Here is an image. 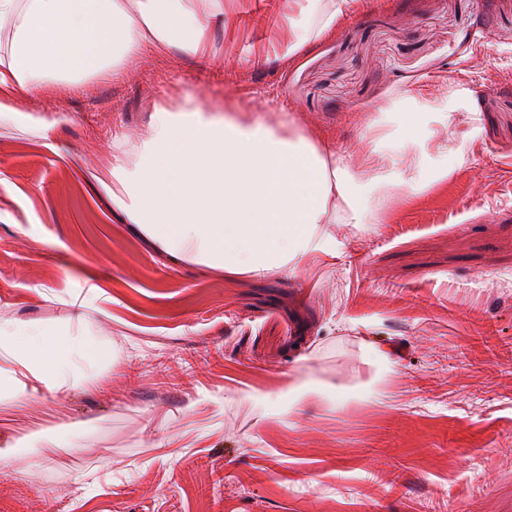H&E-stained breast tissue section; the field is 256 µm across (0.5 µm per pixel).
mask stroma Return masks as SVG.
Returning a JSON list of instances; mask_svg holds the SVG:
<instances>
[{
	"instance_id": "stroma-1",
	"label": "stroma",
	"mask_w": 512,
	"mask_h": 512,
	"mask_svg": "<svg viewBox=\"0 0 512 512\" xmlns=\"http://www.w3.org/2000/svg\"><path fill=\"white\" fill-rule=\"evenodd\" d=\"M284 5L215 27L234 66L148 53L46 98L48 136L0 125V323L83 328L115 354L27 403L12 435L52 426L60 445L0 464V512H512V0H369L254 62ZM166 93L276 105L338 152L396 158L372 116L418 94L448 125L437 161L463 163L371 223L326 225L336 259L212 271L161 256L97 190L113 135L142 132ZM373 346L396 362L388 401L332 403ZM302 365L319 387L289 422L247 401Z\"/></svg>"
}]
</instances>
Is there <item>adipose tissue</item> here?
Returning a JSON list of instances; mask_svg holds the SVG:
<instances>
[{
    "label": "adipose tissue",
    "mask_w": 512,
    "mask_h": 512,
    "mask_svg": "<svg viewBox=\"0 0 512 512\" xmlns=\"http://www.w3.org/2000/svg\"><path fill=\"white\" fill-rule=\"evenodd\" d=\"M358 3L290 0L273 42L295 52L333 32ZM229 10L225 0H0V123L48 132L50 122L24 116L20 96L128 73L147 48L223 65L210 29ZM403 126L407 155L396 171L376 152L351 164L280 109L257 121L234 100L207 110L186 97L156 104L144 132L113 140L111 177L100 186L171 258L262 276L312 253L335 256L323 227L368 223L363 194L417 192L447 179L448 168L429 164L430 150H450L444 128L419 111L405 113ZM111 364V347L87 332L1 327L0 430L29 398L92 382Z\"/></svg>",
    "instance_id": "ef3b65f1"
}]
</instances>
